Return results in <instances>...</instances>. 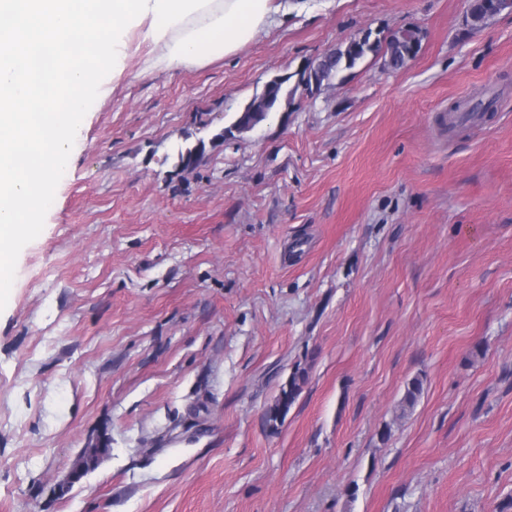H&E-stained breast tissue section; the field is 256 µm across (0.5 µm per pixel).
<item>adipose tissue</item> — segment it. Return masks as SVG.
I'll list each match as a JSON object with an SVG mask.
<instances>
[{
	"label": "adipose tissue",
	"mask_w": 512,
	"mask_h": 512,
	"mask_svg": "<svg viewBox=\"0 0 512 512\" xmlns=\"http://www.w3.org/2000/svg\"><path fill=\"white\" fill-rule=\"evenodd\" d=\"M287 10L282 0H0V288L10 244L51 208L83 105L122 71L133 33L152 46L144 72L202 66Z\"/></svg>",
	"instance_id": "ef3b65f1"
}]
</instances>
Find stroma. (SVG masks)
<instances>
[{
	"mask_svg": "<svg viewBox=\"0 0 512 512\" xmlns=\"http://www.w3.org/2000/svg\"><path fill=\"white\" fill-rule=\"evenodd\" d=\"M296 2L203 66L138 75L133 38L85 107L0 295V512H512V13ZM409 27L403 67L231 131L272 77ZM471 1V0H470ZM470 1L467 8L466 23L472 29H478L487 24V22L495 16L508 12L511 9L512 12V0H500L496 3V10L493 12H487L486 9L474 8L470 9ZM507 2H510L507 3ZM308 373L305 368H297L288 378V382L284 384L278 396L272 405H270L265 413L266 421L273 427L282 423L289 409L298 399L303 386L307 383Z\"/></svg>",
	"mask_w": 512,
	"mask_h": 512,
	"instance_id": "stroma-1",
	"label": "stroma"
}]
</instances>
